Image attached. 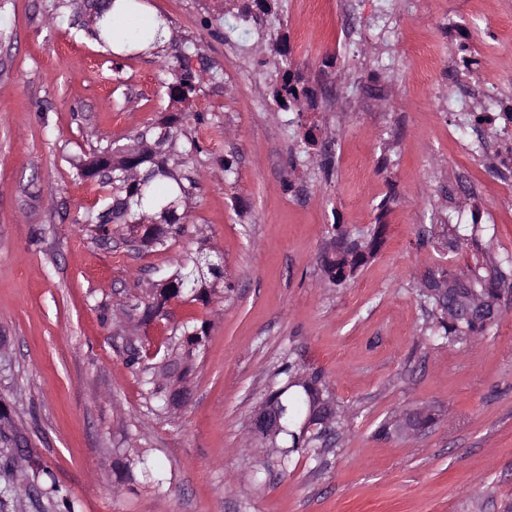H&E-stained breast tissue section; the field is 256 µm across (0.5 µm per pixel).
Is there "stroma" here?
Listing matches in <instances>:
<instances>
[{
    "label": "stroma",
    "instance_id": "obj_1",
    "mask_svg": "<svg viewBox=\"0 0 512 512\" xmlns=\"http://www.w3.org/2000/svg\"><path fill=\"white\" fill-rule=\"evenodd\" d=\"M144 2L167 24L170 64L189 44L203 59L193 109L206 121L191 135L205 151L180 169L194 183L181 233L131 251L79 227L112 187L76 166L170 113L157 58L110 55L61 0H0V398L33 453L82 512H512V171L495 165L491 127L448 110L465 84L512 104V0H283L292 54L323 90L303 116L331 145L323 168L271 110L253 29L230 14L212 35L202 21L221 0ZM455 21L474 68L448 63ZM378 222L377 253L335 286L317 261L328 225ZM199 249L222 254L226 291L174 306L209 342L188 403L160 414L125 338L165 328L124 312ZM440 263L502 272L498 326L478 342L422 335L432 311L417 288ZM288 362L322 377L344 419L318 460L284 472L248 427ZM418 407L430 428L378 434ZM131 446L160 460L163 489L113 492V451Z\"/></svg>",
    "mask_w": 512,
    "mask_h": 512
}]
</instances>
